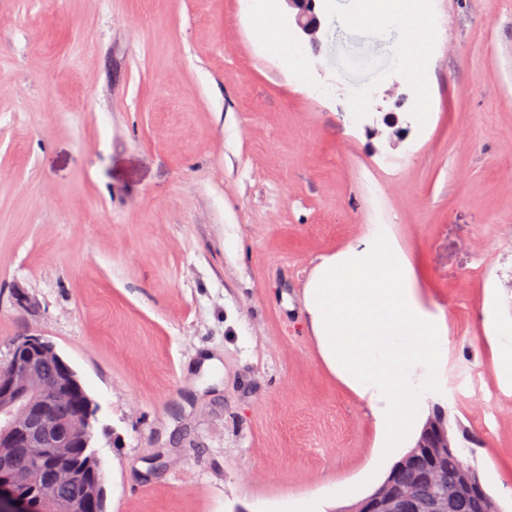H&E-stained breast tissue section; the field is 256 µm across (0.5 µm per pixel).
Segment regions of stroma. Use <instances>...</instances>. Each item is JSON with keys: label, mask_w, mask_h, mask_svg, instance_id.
<instances>
[{"label": "stroma", "mask_w": 512, "mask_h": 512, "mask_svg": "<svg viewBox=\"0 0 512 512\" xmlns=\"http://www.w3.org/2000/svg\"><path fill=\"white\" fill-rule=\"evenodd\" d=\"M249 2L0 0V362L34 333L75 370L106 512L361 501L372 419L303 292L386 224L446 317L439 403L512 512V382L483 320L491 286L512 321V0H427L423 97L396 30L337 29L350 0H319L303 77Z\"/></svg>", "instance_id": "stroma-1"}]
</instances>
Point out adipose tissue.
I'll list each match as a JSON object with an SVG mask.
<instances>
[{
	"instance_id": "adipose-tissue-1",
	"label": "adipose tissue",
	"mask_w": 512,
	"mask_h": 512,
	"mask_svg": "<svg viewBox=\"0 0 512 512\" xmlns=\"http://www.w3.org/2000/svg\"><path fill=\"white\" fill-rule=\"evenodd\" d=\"M278 2L260 0L254 36L300 75L304 51L282 25ZM346 22L400 30L398 58L412 79H420L431 50L422 0H358ZM305 308L323 362L370 410L378 462L400 459L415 445L427 400L440 383L448 327L444 316L424 306L413 268L387 225H366L352 244L322 257L307 283ZM484 316L497 371L512 380V323L504 324L489 300Z\"/></svg>"
}]
</instances>
